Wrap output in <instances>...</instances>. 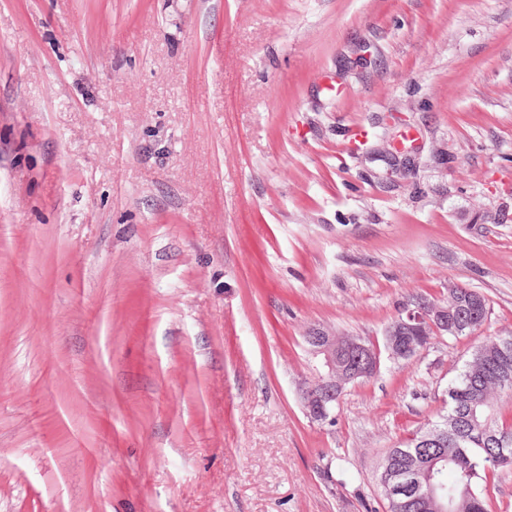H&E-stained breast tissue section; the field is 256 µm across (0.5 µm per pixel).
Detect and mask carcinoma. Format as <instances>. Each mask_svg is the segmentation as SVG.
Returning a JSON list of instances; mask_svg holds the SVG:
<instances>
[{
	"instance_id": "cac0c4a2",
	"label": "carcinoma",
	"mask_w": 512,
	"mask_h": 512,
	"mask_svg": "<svg viewBox=\"0 0 512 512\" xmlns=\"http://www.w3.org/2000/svg\"><path fill=\"white\" fill-rule=\"evenodd\" d=\"M471 361L486 365L484 380L475 385L464 369L448 388V411L439 416L441 424L451 423L456 429L445 448L418 449L428 428H419L403 448H391L382 463L392 461L402 469L432 472L448 495V512H489L483 492L489 472L504 463L499 460L500 447L485 440L486 432H496L508 441L512 454V422L499 418V402L512 399V380L504 383L501 372L512 374V348L503 353L489 338L476 346ZM388 512H436L438 503L422 494H405L387 500Z\"/></svg>"
}]
</instances>
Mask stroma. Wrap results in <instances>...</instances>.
I'll use <instances>...</instances> for the list:
<instances>
[{
  "instance_id": "1",
  "label": "stroma",
  "mask_w": 512,
  "mask_h": 512,
  "mask_svg": "<svg viewBox=\"0 0 512 512\" xmlns=\"http://www.w3.org/2000/svg\"><path fill=\"white\" fill-rule=\"evenodd\" d=\"M452 281L480 330L311 421V329ZM510 335L512 0H0V512H387Z\"/></svg>"
}]
</instances>
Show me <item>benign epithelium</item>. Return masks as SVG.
Instances as JSON below:
<instances>
[{"label":"benign epithelium","instance_id":"1","mask_svg":"<svg viewBox=\"0 0 512 512\" xmlns=\"http://www.w3.org/2000/svg\"><path fill=\"white\" fill-rule=\"evenodd\" d=\"M464 326L457 313L448 312V306L421 298L385 327V349L391 358L399 360L405 357L407 348H415L411 340L420 339L426 328L437 336L455 334ZM306 340L316 343L310 351L321 358L323 373L303 383L301 399L309 418L324 423L331 420L337 394L343 393L348 384L377 374L380 348L358 336H339L330 330H315ZM410 483H415L411 475L394 468L383 473L384 487L391 494L403 491Z\"/></svg>","mask_w":512,"mask_h":512}]
</instances>
